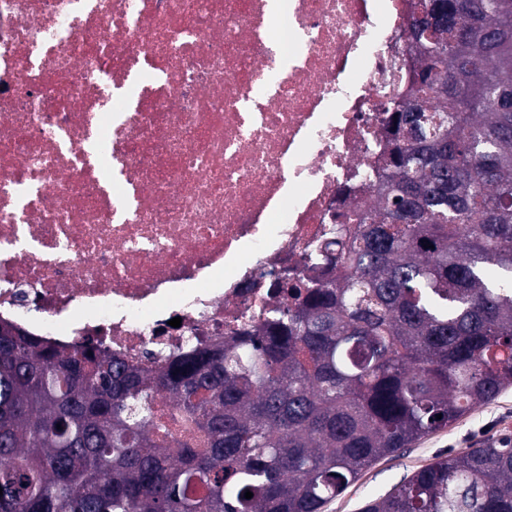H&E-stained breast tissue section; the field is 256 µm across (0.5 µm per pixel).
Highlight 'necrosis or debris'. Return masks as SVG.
Returning <instances> with one entry per match:
<instances>
[{
    "label": "necrosis or debris",
    "mask_w": 512,
    "mask_h": 512,
    "mask_svg": "<svg viewBox=\"0 0 512 512\" xmlns=\"http://www.w3.org/2000/svg\"><path fill=\"white\" fill-rule=\"evenodd\" d=\"M411 3L0 0V321L154 367L293 305L378 201Z\"/></svg>",
    "instance_id": "4bbe7bcc"
}]
</instances>
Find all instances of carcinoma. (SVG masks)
I'll list each match as a JSON object with an SVG mask.
<instances>
[{"mask_svg": "<svg viewBox=\"0 0 512 512\" xmlns=\"http://www.w3.org/2000/svg\"><path fill=\"white\" fill-rule=\"evenodd\" d=\"M406 37L378 205L296 306L154 370L0 333V512H322L512 388V0H415ZM159 393L196 436L157 437ZM363 512H512V434Z\"/></svg>", "mask_w": 512, "mask_h": 512, "instance_id": "carcinoma-1", "label": "carcinoma"}]
</instances>
